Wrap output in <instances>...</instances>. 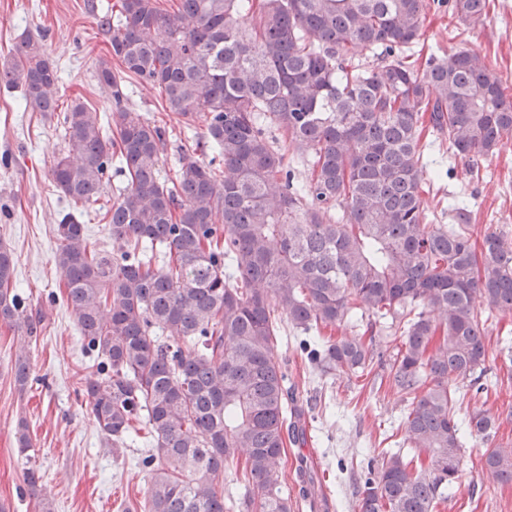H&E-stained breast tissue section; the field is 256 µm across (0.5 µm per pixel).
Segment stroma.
<instances>
[{"label":"stroma","instance_id":"stroma-1","mask_svg":"<svg viewBox=\"0 0 512 512\" xmlns=\"http://www.w3.org/2000/svg\"><path fill=\"white\" fill-rule=\"evenodd\" d=\"M108 0H0V63L8 59L21 34L43 35L44 49L61 72L60 103L78 99L104 109L105 94L97 85L94 60L110 55L96 24ZM479 51L512 83V0H489L482 27L471 30L447 7L430 12L414 51L426 58L438 50ZM131 106L170 128L165 162L192 137L179 118L162 105L159 93L136 84ZM60 111L40 115L27 111L17 89L0 85V245L16 257L14 280L28 303L45 306V329L30 348L31 386L19 390L14 381L17 332L0 325V512H39L23 483L25 465L37 469L54 512H125L146 497L149 473L141 465L151 452L147 432L126 448H115L100 434L79 390L97 363L85 348L75 318L65 302H50L61 281L54 263L55 226L67 206L55 188L51 164L66 150ZM425 199L437 223L448 221L451 195L460 193L471 214L474 241L486 231L512 232V143L484 158L480 176L457 161L441 179L425 176ZM299 339L282 326L276 355L288 363V386L301 413L306 441L287 449L289 466L305 462L313 477L314 498L298 495L287 482L294 512H353L354 487L361 468L382 450L406 449L401 426V397L388 372L373 367L361 378L314 372L301 358ZM26 422L34 453L24 459L16 431ZM487 447L467 440L462 482L440 512H512V486L493 484L481 469Z\"/></svg>","mask_w":512,"mask_h":512}]
</instances>
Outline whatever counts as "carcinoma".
<instances>
[{
	"mask_svg": "<svg viewBox=\"0 0 512 512\" xmlns=\"http://www.w3.org/2000/svg\"><path fill=\"white\" fill-rule=\"evenodd\" d=\"M488 0H448L483 24ZM430 0H117L101 15L117 69L96 72L109 118L75 99L63 117L67 152L56 188L75 206L99 201L112 171L126 184L101 206L112 249L88 247L66 212L55 228L62 299L97 372L83 379L100 434L118 448L144 423L154 453L140 512H225L224 463L244 456L242 512H292L284 489L288 369L275 357L279 323L304 334L323 374L372 369V323L358 336L323 334L346 321H398L390 372L405 395L410 452L363 467L354 512H437L463 473L464 438L497 420L459 416L449 381L475 394L486 372L490 314H512V238L472 241L458 200L452 223H430L422 158L430 130L448 162L471 169L512 140V99L480 53L409 62ZM377 57L363 68L354 50ZM204 132L161 167L168 129L129 106L128 80ZM58 67L41 38H19L0 83L25 108L59 107ZM305 173L298 180L297 174ZM15 258L0 245V323L37 337L46 313L13 288ZM15 383L30 379L20 346ZM483 469L512 483V439ZM24 482L41 512L52 502L36 469Z\"/></svg>",
	"mask_w": 512,
	"mask_h": 512,
	"instance_id": "obj_1",
	"label": "carcinoma"
}]
</instances>
